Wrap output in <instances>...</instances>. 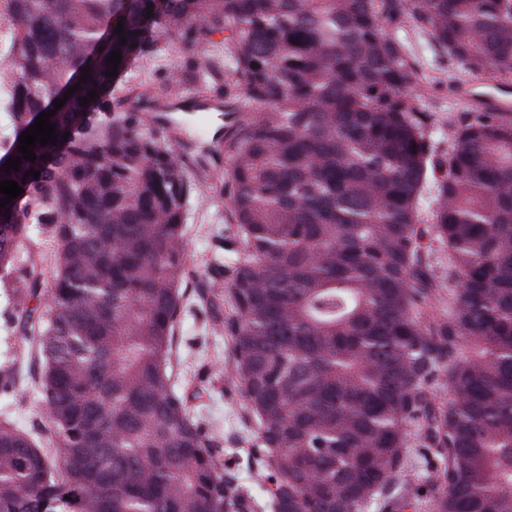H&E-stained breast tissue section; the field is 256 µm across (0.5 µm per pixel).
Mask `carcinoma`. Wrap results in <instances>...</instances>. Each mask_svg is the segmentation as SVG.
Returning a JSON list of instances; mask_svg holds the SVG:
<instances>
[{"label":"carcinoma","instance_id":"cac0c4a2","mask_svg":"<svg viewBox=\"0 0 512 512\" xmlns=\"http://www.w3.org/2000/svg\"><path fill=\"white\" fill-rule=\"evenodd\" d=\"M407 23L469 77L512 76V0H0V158L21 159L0 181L25 190L0 208V296L55 438L0 422V512H218L224 462L172 380L189 279L275 512L415 509L410 448L434 512H512V112L448 113L441 149ZM148 66L173 76L133 82ZM190 84L225 119L219 215L244 250L222 288L184 233L206 160L129 106L183 112ZM240 91L258 112L206 101ZM53 109L57 143L24 160ZM19 380L0 364V392Z\"/></svg>","mask_w":512,"mask_h":512}]
</instances>
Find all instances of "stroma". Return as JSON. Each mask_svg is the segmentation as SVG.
I'll return each mask as SVG.
<instances>
[{
  "mask_svg": "<svg viewBox=\"0 0 512 512\" xmlns=\"http://www.w3.org/2000/svg\"><path fill=\"white\" fill-rule=\"evenodd\" d=\"M419 68L422 98L436 115L435 137L448 135V115L463 111L466 103L451 94L447 83L448 59L427 36L407 26L401 32ZM208 199L195 208L184 231L190 263L223 254L232 262L241 249L235 224L214 223L212 216L221 202V187L207 190ZM178 358L173 379L189 398L191 411L212 437L214 451L224 461V471L232 476L231 512H273L271 502L259 483L263 470V443L258 422L247 411L240 388L228 376L231 345L221 329L215 328L211 313L193 292H186L177 327ZM0 420H8L46 442V420L40 411V395L32 385H23L13 394H0Z\"/></svg>",
  "mask_w": 512,
  "mask_h": 512,
  "instance_id": "1",
  "label": "stroma"
}]
</instances>
